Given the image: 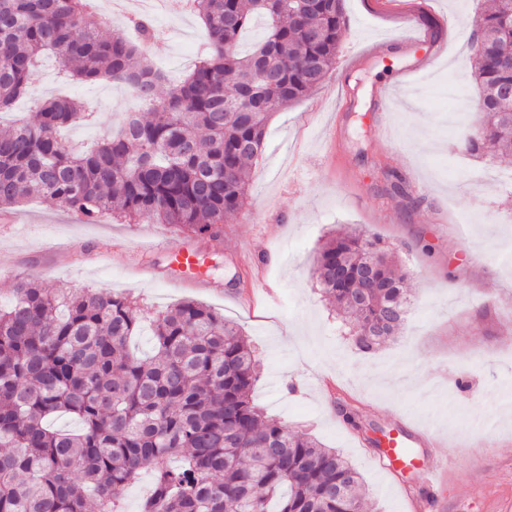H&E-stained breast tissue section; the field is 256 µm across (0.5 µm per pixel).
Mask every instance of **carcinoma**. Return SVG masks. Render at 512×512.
I'll return each mask as SVG.
<instances>
[{
	"mask_svg": "<svg viewBox=\"0 0 512 512\" xmlns=\"http://www.w3.org/2000/svg\"><path fill=\"white\" fill-rule=\"evenodd\" d=\"M209 51L163 97V76L138 46L102 35L82 0H0V112L24 96L53 56L73 80L125 82L135 97L119 128L82 153L59 131L88 105L54 97L32 119L0 127V209L46 198L88 223L119 216L217 236L248 196V162L262 155L272 113L321 86L348 26L343 0H191ZM264 27L248 47L254 20ZM472 73L485 122L463 149L512 154V0L472 29ZM389 191L410 197L387 171ZM398 247L366 231L332 234L314 274L372 353L397 335L407 272ZM0 308V512H121L127 486L149 470L141 512H362L359 473L333 448L266 417L253 403L255 357L235 324L185 300L152 319L154 354L130 350L136 302L88 288L14 283ZM69 414L79 431L53 428Z\"/></svg>",
	"mask_w": 512,
	"mask_h": 512,
	"instance_id": "obj_1",
	"label": "carcinoma"
}]
</instances>
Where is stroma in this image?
<instances>
[{"label": "stroma", "mask_w": 512, "mask_h": 512, "mask_svg": "<svg viewBox=\"0 0 512 512\" xmlns=\"http://www.w3.org/2000/svg\"><path fill=\"white\" fill-rule=\"evenodd\" d=\"M418 27L401 29L375 0H346L349 24L326 82L270 120L262 156L250 167L248 199L217 238L166 224H95L48 199L9 208L0 223V304L16 277L46 288H91L128 296L152 314L192 299L235 323L255 355L253 402L298 434L340 450L363 477L366 512H407L422 489L418 466L389 474L363 428L399 419L435 432L451 469L431 486L446 512H489L512 493V188L475 183L476 167L509 172L493 151L462 153L457 139L484 121L470 77V30L493 0H413ZM183 0L150 16L157 39L140 43L147 62L179 78L207 43ZM440 33L435 64L420 69L410 39ZM14 116L68 94L96 104V125L69 143L93 146L131 101L126 86L73 83L45 58ZM398 103L376 112L383 84ZM398 170L419 205L384 189L383 166ZM358 228L398 246L410 277L399 335L365 356L345 338L313 276L320 244ZM188 249L183 268L172 252ZM354 411L355 423L343 414Z\"/></svg>", "instance_id": "1"}]
</instances>
